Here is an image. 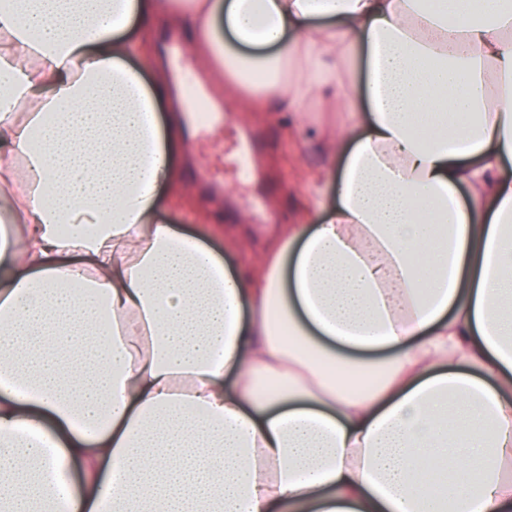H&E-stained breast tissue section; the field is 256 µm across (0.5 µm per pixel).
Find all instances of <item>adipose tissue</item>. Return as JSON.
Instances as JSON below:
<instances>
[{
  "mask_svg": "<svg viewBox=\"0 0 512 512\" xmlns=\"http://www.w3.org/2000/svg\"><path fill=\"white\" fill-rule=\"evenodd\" d=\"M161 23L341 115L252 276L160 219ZM0 213V512H512V0H0Z\"/></svg>",
  "mask_w": 512,
  "mask_h": 512,
  "instance_id": "1",
  "label": "adipose tissue"
}]
</instances>
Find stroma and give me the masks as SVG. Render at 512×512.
<instances>
[{"label":"stroma","mask_w":512,"mask_h":512,"mask_svg":"<svg viewBox=\"0 0 512 512\" xmlns=\"http://www.w3.org/2000/svg\"><path fill=\"white\" fill-rule=\"evenodd\" d=\"M338 126V113L318 106L307 112H282L273 105L246 112L233 98L211 113L207 127L188 123L190 148L179 160L189 205L197 213L188 231L204 236L211 225H222L224 234L213 237V244L239 241L240 249L228 258L234 268L252 272L257 256L286 225L317 223L304 204L306 177L327 159L313 131ZM246 145L251 170L243 175L233 160Z\"/></svg>","instance_id":"35a3bbf8"}]
</instances>
